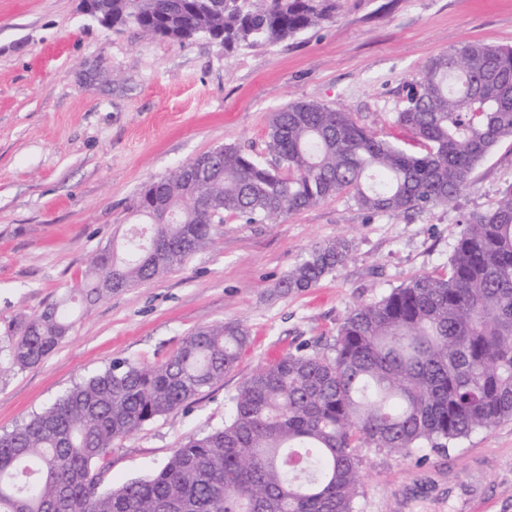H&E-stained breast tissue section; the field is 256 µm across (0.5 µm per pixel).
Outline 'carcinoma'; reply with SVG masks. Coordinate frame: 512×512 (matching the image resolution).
I'll return each mask as SVG.
<instances>
[{
  "mask_svg": "<svg viewBox=\"0 0 512 512\" xmlns=\"http://www.w3.org/2000/svg\"><path fill=\"white\" fill-rule=\"evenodd\" d=\"M112 25L150 38L207 36L275 45L334 18L336 0H101ZM394 122L423 143L413 154L315 101L271 113L261 163L233 146L207 152L140 189L144 219L96 251L77 295L19 322L0 375L33 366L89 308L150 281L214 244L234 215L277 223L344 192L372 214L451 207L496 144L512 138V48L477 42L432 57ZM159 198L172 224L151 223ZM342 239L314 247L279 287L306 291L345 262ZM249 343L237 322L198 329L152 364L118 360L0 435V512H357L361 450L408 458L445 453L512 420V183L465 221L448 275H420L353 306L326 352L297 348L257 369L231 397L224 427L189 436L157 473L99 490L96 464L116 440L191 404Z\"/></svg>",
  "mask_w": 512,
  "mask_h": 512,
  "instance_id": "carcinoma-1",
  "label": "carcinoma"
}]
</instances>
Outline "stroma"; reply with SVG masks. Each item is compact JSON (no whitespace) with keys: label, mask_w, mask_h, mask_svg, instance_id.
Returning a JSON list of instances; mask_svg holds the SVG:
<instances>
[{"label":"stroma","mask_w":512,"mask_h":512,"mask_svg":"<svg viewBox=\"0 0 512 512\" xmlns=\"http://www.w3.org/2000/svg\"><path fill=\"white\" fill-rule=\"evenodd\" d=\"M466 42L512 47V0H340L332 22L275 45L199 36L152 40L107 28L80 0H0V337L78 288L95 251L129 233L130 204L148 181L224 145L268 161V120L296 100L350 112L410 152L424 147L393 123L428 60ZM101 62L118 82L86 87ZM457 208L373 215L344 194L279 224L225 216L213 246L80 315L37 365L0 379V433L41 412L112 361L154 363L196 329L238 322L250 342L222 381L176 414L117 440L97 464L101 488L147 477L188 435L223 427L230 398L289 350L326 351L358 303L422 274L446 275L470 212L512 183V139L471 174ZM349 243L346 261L314 288L279 281L316 245ZM493 489L487 512H512V420L426 460L363 451L358 512H457L450 481L476 464Z\"/></svg>","instance_id":"obj_1"}]
</instances>
